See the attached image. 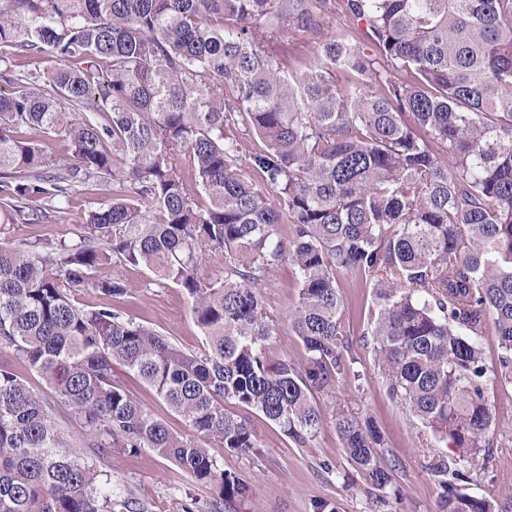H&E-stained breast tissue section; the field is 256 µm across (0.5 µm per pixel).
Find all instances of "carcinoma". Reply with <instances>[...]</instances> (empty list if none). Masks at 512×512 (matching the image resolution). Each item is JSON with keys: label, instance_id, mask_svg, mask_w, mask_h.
<instances>
[{"label": "carcinoma", "instance_id": "cac0c4a2", "mask_svg": "<svg viewBox=\"0 0 512 512\" xmlns=\"http://www.w3.org/2000/svg\"><path fill=\"white\" fill-rule=\"evenodd\" d=\"M342 3L375 53L324 27L335 0H0V61H61L0 73V226L39 224L74 191L112 182L78 239L0 245V352L42 377L97 456L150 448L209 486L210 512H223L248 486L211 443L261 447L254 413L309 448L323 423L314 393L360 377L337 285L351 274L372 289L362 341L389 396L453 452L428 464L441 512H512V497L466 492L487 468L489 382L512 389V0ZM284 27L317 36L297 76L245 37ZM338 69L352 76L342 87ZM250 132L260 144L246 150ZM59 133L62 166L41 143ZM209 254L224 257L223 276L202 274ZM285 260L299 286L288 316L299 365L266 355L279 320L264 288ZM140 264L187 297L203 350L79 302L87 290L125 296L119 270ZM117 365L189 433L116 383ZM333 425L356 470L395 491L377 426L340 406ZM0 512H143L2 365Z\"/></svg>", "mask_w": 512, "mask_h": 512}]
</instances>
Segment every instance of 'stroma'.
Here are the masks:
<instances>
[{"label":"stroma","mask_w":512,"mask_h":512,"mask_svg":"<svg viewBox=\"0 0 512 512\" xmlns=\"http://www.w3.org/2000/svg\"><path fill=\"white\" fill-rule=\"evenodd\" d=\"M248 39L259 49L277 55L286 72L299 71L308 62L315 39L291 28L276 35L251 30ZM112 186L104 184L93 191H79L70 197L61 212L41 224L6 226L0 242L16 246L24 242L72 241L81 234L87 214L99 203L111 200ZM123 275L129 295L113 300L115 309L134 314L180 347L196 351L202 347L188 300L174 287L162 288L144 267H127ZM339 288L346 303L344 327L354 342L359 377L341 379L334 388L316 394L323 424L312 447H296L275 424L251 415L262 446L258 453H241L220 446L212 452L225 472L235 474L250 488L248 498L231 503L226 512H439L441 489L428 470V456L434 455L427 431L402 406L387 395L385 380L374 361L372 349L361 340L367 330L370 289L358 278L342 275ZM267 308L282 327L267 347V357L276 361L289 358L304 361L300 340L289 327L288 312L298 298L296 274L289 264H281L266 290ZM114 378L126 387L148 410L175 433H186L183 419L156 396L152 389L123 367H116ZM490 403L496 428L489 463L485 472L474 476L468 492L475 497L499 498L512 494V392L491 388ZM356 416L372 417L397 466L393 473L401 493L382 498L347 460L332 425L335 407ZM100 470L112 481L114 493L133 495L146 504V512H208L212 493L195 483L167 458L150 449L130 456L119 451L99 460Z\"/></svg>","instance_id":"stroma-1"}]
</instances>
